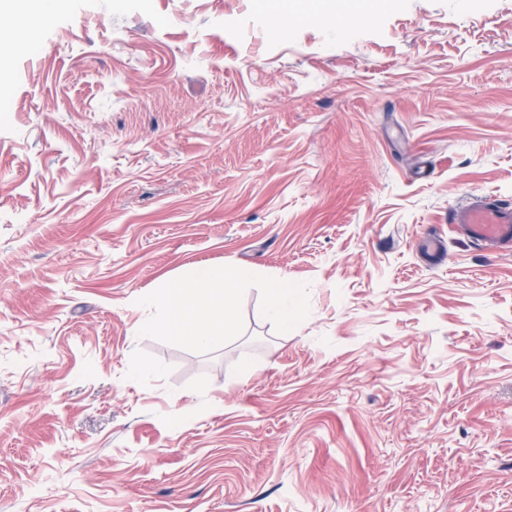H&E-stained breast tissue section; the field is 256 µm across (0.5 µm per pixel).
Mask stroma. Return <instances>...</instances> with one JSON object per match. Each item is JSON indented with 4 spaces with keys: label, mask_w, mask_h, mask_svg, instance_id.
I'll return each instance as SVG.
<instances>
[{
    "label": "stroma",
    "mask_w": 512,
    "mask_h": 512,
    "mask_svg": "<svg viewBox=\"0 0 512 512\" xmlns=\"http://www.w3.org/2000/svg\"><path fill=\"white\" fill-rule=\"evenodd\" d=\"M4 58L0 512H512V251L449 222L512 203V0H65ZM201 263L235 336L144 332ZM269 290L267 315L274 322L288 326L295 315L296 305L288 302V289L279 284H273Z\"/></svg>",
    "instance_id": "stroma-1"
}]
</instances>
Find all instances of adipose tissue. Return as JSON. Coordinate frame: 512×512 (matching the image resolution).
<instances>
[{"instance_id":"1","label":"adipose tissue","mask_w":512,"mask_h":512,"mask_svg":"<svg viewBox=\"0 0 512 512\" xmlns=\"http://www.w3.org/2000/svg\"><path fill=\"white\" fill-rule=\"evenodd\" d=\"M248 279L241 268L199 264L175 284L142 297V304L157 313L156 322L145 324L143 330L185 336L202 348L223 344L234 331L227 307Z\"/></svg>"}]
</instances>
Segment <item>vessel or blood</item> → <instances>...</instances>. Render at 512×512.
Returning <instances> with one entry per match:
<instances>
[{
	"label": "vessel or blood",
	"mask_w": 512,
	"mask_h": 512,
	"mask_svg": "<svg viewBox=\"0 0 512 512\" xmlns=\"http://www.w3.org/2000/svg\"><path fill=\"white\" fill-rule=\"evenodd\" d=\"M452 221L483 246L512 247V209L503 207L496 198L473 194L453 211Z\"/></svg>",
	"instance_id": "b4317fda"
}]
</instances>
